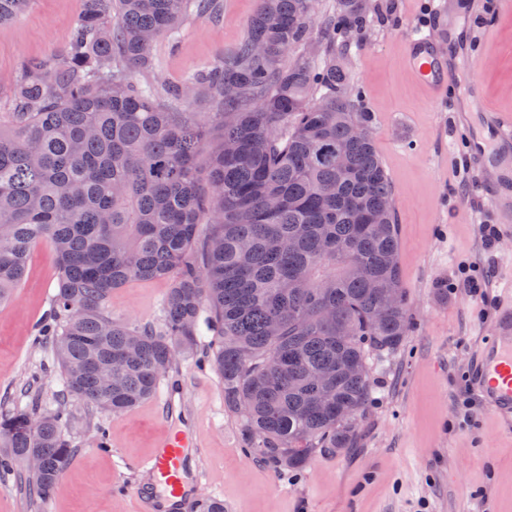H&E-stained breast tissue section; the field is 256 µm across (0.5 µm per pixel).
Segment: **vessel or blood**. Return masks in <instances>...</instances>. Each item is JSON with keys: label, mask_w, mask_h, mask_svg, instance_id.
<instances>
[{"label": "vessel or blood", "mask_w": 512, "mask_h": 512, "mask_svg": "<svg viewBox=\"0 0 512 512\" xmlns=\"http://www.w3.org/2000/svg\"><path fill=\"white\" fill-rule=\"evenodd\" d=\"M406 68L431 102H439L448 88L452 69L437 42L409 40L404 56ZM512 145V116L492 114L486 133L473 140L470 164L476 172L498 168L499 154ZM499 188H488L487 196L500 223L512 222V172L500 171ZM475 389L486 408L501 419L512 418V289L502 291L496 335L481 351L475 372ZM186 432L172 431L159 440L156 449L141 463L153 482L149 492H136L139 512H184L189 503L185 481Z\"/></svg>", "instance_id": "b4317fda"}]
</instances>
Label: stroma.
Masks as SVG:
<instances>
[{"instance_id": "1", "label": "stroma", "mask_w": 512, "mask_h": 512, "mask_svg": "<svg viewBox=\"0 0 512 512\" xmlns=\"http://www.w3.org/2000/svg\"><path fill=\"white\" fill-rule=\"evenodd\" d=\"M218 13L193 14L174 37L153 47L152 68L136 83L174 86L232 55L259 0H219ZM367 25L336 53L371 113L377 153L391 182L399 225V266L413 329L400 350L372 364V398L352 448L320 453L284 471L244 446L241 422L224 404L211 362L214 334L202 311L197 345L164 376L172 418L153 401L113 415L70 398L65 434L75 453L49 497L28 488V472L0 470V512H134L128 491L165 430L187 429L186 480L195 512L214 497L224 512H512V426L478 405L473 372L493 334L490 304L512 285V224L476 192L463 149L481 129V106L451 124L468 83L512 113V13L496 0H365ZM84 0H30L0 24V114L24 63L49 59L67 45ZM447 48L452 31L478 33L484 63L454 66L444 104L425 98L404 67L412 31ZM496 236L486 242L485 227ZM57 269L47 245L35 248L14 299L0 304V413L54 408L62 375L40 327L53 310ZM170 283L128 282L104 311L130 325L161 326ZM106 447H99V440Z\"/></svg>"}]
</instances>
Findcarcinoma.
<instances>
[{
    "mask_svg": "<svg viewBox=\"0 0 512 512\" xmlns=\"http://www.w3.org/2000/svg\"><path fill=\"white\" fill-rule=\"evenodd\" d=\"M29 0H0V23ZM217 0H85L67 48L26 63L0 120V303L32 250L58 268L53 337L63 390L38 417L0 415L9 461L37 453L46 497L74 449L69 397L114 415L149 399L194 350L208 306L224 404L250 452L298 469L352 447L370 400V360L411 332L391 186L359 111L336 37L363 25L364 0H339L312 40L315 0H261L237 51L173 87L202 96L220 137L167 112L132 81L152 67L144 36L171 35ZM210 225L202 255L198 229ZM171 287L159 329L104 314L131 279Z\"/></svg>",
    "mask_w": 512,
    "mask_h": 512,
    "instance_id": "obj_1",
    "label": "carcinoma"
}]
</instances>
